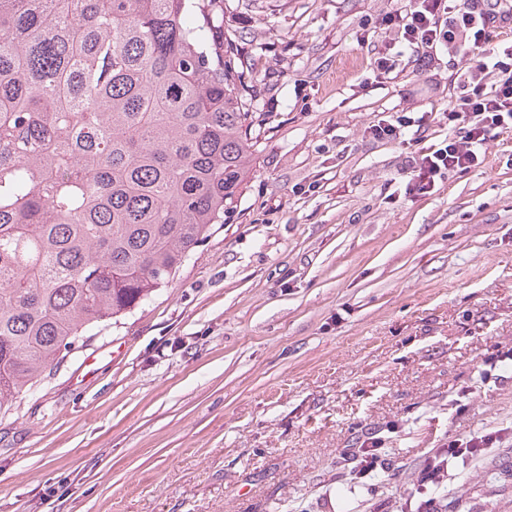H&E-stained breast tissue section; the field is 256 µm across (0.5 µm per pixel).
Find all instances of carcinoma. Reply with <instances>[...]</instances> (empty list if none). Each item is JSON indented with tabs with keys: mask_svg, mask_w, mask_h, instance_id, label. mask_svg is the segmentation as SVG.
<instances>
[{
	"mask_svg": "<svg viewBox=\"0 0 512 512\" xmlns=\"http://www.w3.org/2000/svg\"><path fill=\"white\" fill-rule=\"evenodd\" d=\"M252 92L224 0H0V410L234 211Z\"/></svg>",
	"mask_w": 512,
	"mask_h": 512,
	"instance_id": "1",
	"label": "carcinoma"
}]
</instances>
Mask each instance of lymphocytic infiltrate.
<instances>
[{
  "label": "lymphocytic infiltrate",
  "instance_id": "f902f5d3",
  "mask_svg": "<svg viewBox=\"0 0 512 512\" xmlns=\"http://www.w3.org/2000/svg\"><path fill=\"white\" fill-rule=\"evenodd\" d=\"M389 25L419 71L432 70L442 52L456 64L441 147L423 144L429 112L370 129L373 139L404 144L407 186L427 193L446 173L482 164L486 143L512 129V0H412L409 13L391 17Z\"/></svg>",
  "mask_w": 512,
  "mask_h": 512
}]
</instances>
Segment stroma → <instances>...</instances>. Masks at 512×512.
I'll list each match as a JSON object with an SVG mask.
<instances>
[{
    "label": "stroma",
    "mask_w": 512,
    "mask_h": 512,
    "mask_svg": "<svg viewBox=\"0 0 512 512\" xmlns=\"http://www.w3.org/2000/svg\"><path fill=\"white\" fill-rule=\"evenodd\" d=\"M410 0H224L263 121L235 211L0 413V512H512V133L409 195L369 129L453 66L374 63ZM500 435L436 474L449 440ZM376 438L357 479L344 450Z\"/></svg>",
    "instance_id": "stroma-1"
}]
</instances>
